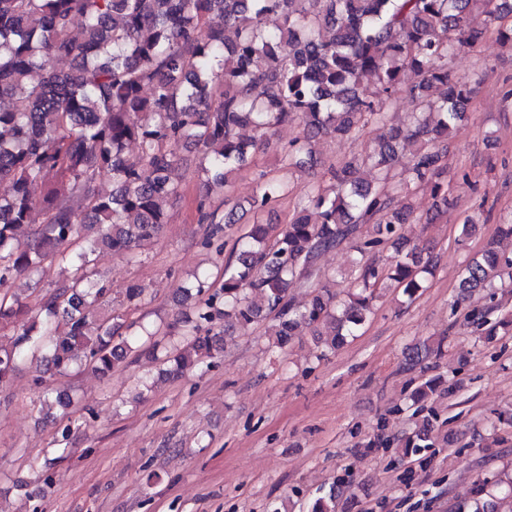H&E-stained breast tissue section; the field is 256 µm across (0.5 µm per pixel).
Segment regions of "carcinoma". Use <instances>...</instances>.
I'll use <instances>...</instances> for the list:
<instances>
[{"label":"carcinoma","mask_w":512,"mask_h":512,"mask_svg":"<svg viewBox=\"0 0 512 512\" xmlns=\"http://www.w3.org/2000/svg\"><path fill=\"white\" fill-rule=\"evenodd\" d=\"M510 14L512 0H0V182L10 186L0 199V385L33 359L41 383L89 370L105 376L134 354L169 364L172 377L204 372L220 352L217 337L266 321L278 351L308 330L323 359L357 335L386 288L414 301L433 274L429 246L413 245L387 268L370 259L399 244L410 223L411 207H398L391 191L392 172L400 170L406 194L424 186L448 203L446 138L474 90L469 78L448 79V55ZM271 16L279 19L272 29ZM227 28L234 39L224 37ZM63 59L72 61L66 71L55 68ZM401 92L414 106L406 125L330 168L327 185L281 230L250 225L220 285L202 273L179 289L194 311L182 342L144 326L132 333L133 324L103 312L112 288L89 275L91 255L134 260L157 237L166 202L181 191L179 144H192L201 161L198 211L211 244L238 208L226 197L230 211L221 215L213 196L278 127L302 126L284 147L296 166L318 136L384 121L387 101ZM287 194V180L260 172L250 210L260 214ZM35 212L43 224H33ZM343 244L356 253L348 287L317 286L319 256ZM47 261L70 277L34 311L13 284ZM497 280L512 288V255L487 248L465 265L454 306ZM297 283L311 289L302 304L288 293ZM492 312L474 309L465 321L488 335L512 324L506 316L491 322ZM443 343L408 347L406 364L441 355ZM437 390L427 379L413 391L422 418L395 442L396 459L433 446L424 411ZM72 402L64 390H44L42 404L63 414ZM53 465L28 498L44 496ZM345 491L336 479L311 512H336ZM505 500L512 507V472L478 480L454 512H502Z\"/></svg>","instance_id":"cac0c4a2"}]
</instances>
